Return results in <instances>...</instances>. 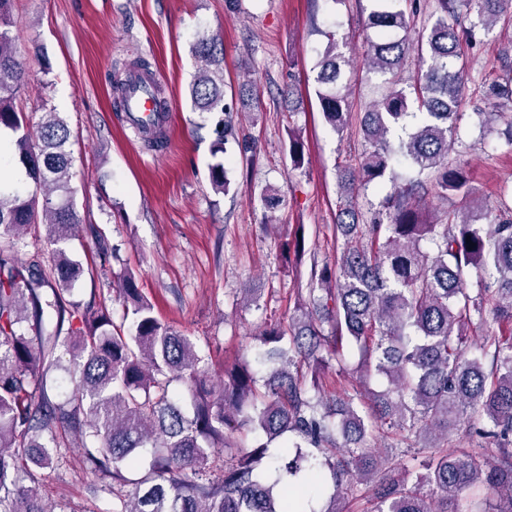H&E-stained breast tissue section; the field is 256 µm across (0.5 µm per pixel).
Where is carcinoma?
<instances>
[{
	"label": "carcinoma",
	"mask_w": 512,
	"mask_h": 512,
	"mask_svg": "<svg viewBox=\"0 0 512 512\" xmlns=\"http://www.w3.org/2000/svg\"><path fill=\"white\" fill-rule=\"evenodd\" d=\"M435 2L421 53L426 70L402 86L397 73L411 50L419 0H374L364 69L387 90L363 115L368 148L360 164L338 172L341 251L334 264L311 266L309 288L288 319L265 325L253 357L224 365L216 381L190 337L155 316L134 277H119L120 325L94 302L73 297L83 267L64 248L81 223L70 191L71 133L58 112L33 126L17 109L25 62L11 34L13 0H0L5 165H22L29 180L24 192L0 190V238L9 241L0 248V512H68L63 503L43 502L21 474L56 469L73 436L112 494L108 512H343V501L365 495L373 512H512V338L491 334L473 343L465 332L489 316L512 323V200L502 192L495 222L474 223L479 206L468 173L449 160L465 116L458 111L465 50L512 0ZM461 2L476 15L467 27L458 22ZM192 53L200 67L191 101L214 122L209 176L226 193L224 154L231 141L248 150L237 119L253 93L243 83L226 94L221 39L201 38ZM347 65L329 40L315 94L337 133L347 123ZM487 91L499 111L475 115L504 125L512 145V77ZM288 151L300 166L304 144L293 130ZM400 162L416 178L395 186L372 223H361L355 198L387 180L395 184ZM431 192L460 198L462 210L448 212L444 224L432 221L425 209ZM260 201L270 226L283 199L266 187ZM41 218L51 263H23L18 244ZM347 346L358 354L353 393L329 395L325 356L340 364ZM57 369L74 380L63 403L44 387ZM174 382L184 385L192 414L178 405ZM463 421L496 439L497 448L448 450V435ZM375 433L397 436L406 448L384 458L367 447ZM143 461L145 473L126 478ZM291 489L299 491L292 499Z\"/></svg>",
	"instance_id": "1"
}]
</instances>
